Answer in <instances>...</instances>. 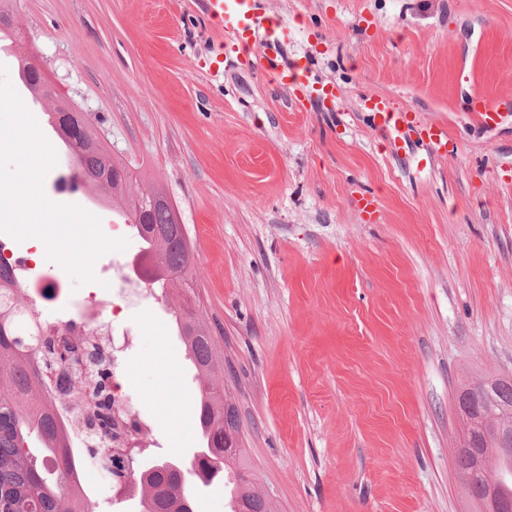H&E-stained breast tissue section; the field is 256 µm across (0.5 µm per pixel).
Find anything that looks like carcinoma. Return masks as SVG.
<instances>
[{
  "label": "carcinoma",
  "instance_id": "cac0c4a2",
  "mask_svg": "<svg viewBox=\"0 0 512 512\" xmlns=\"http://www.w3.org/2000/svg\"><path fill=\"white\" fill-rule=\"evenodd\" d=\"M21 71L35 77L29 85L32 96L52 97L38 69L25 63ZM48 116L75 159L64 180L77 189L105 190L123 203L128 223L155 261L148 282L159 286L163 301H168V286L193 281L187 228L174 206L157 198L155 190L133 192L131 173L112 157L87 120L73 119L65 105L56 106ZM20 287L21 277L10 275L0 265V372L6 373V381L0 382V512H94V503L79 478V466L106 474L115 491L129 472H135L141 486L140 512H194L190 482L208 484L219 472L231 485L230 512H274L269 495L256 487L244 449L224 450V440L233 442L239 433L238 414L224 392L211 383L223 364L209 328L196 311L181 304L174 308L173 317L198 380L197 426L203 445L190 466L166 467V459L149 448L130 447L121 458L105 447L117 424L112 421L111 380L103 357L96 356L100 371L92 384L85 375L69 371L68 362L55 351L54 337L43 333L36 306L21 303ZM53 367L61 370L66 381L61 398L70 399L89 387L96 400L89 414L95 429L78 455L66 444L71 429L47 401ZM481 386L491 393L494 410V416L479 428L481 448L486 457L502 460L512 476V447L503 448L498 441L500 427L512 420L506 414L512 408V378ZM491 484L499 499L512 503V479L505 480L498 469Z\"/></svg>",
  "mask_w": 512,
  "mask_h": 512
}]
</instances>
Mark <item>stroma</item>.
Here are the masks:
<instances>
[{
    "instance_id": "stroma-1",
    "label": "stroma",
    "mask_w": 512,
    "mask_h": 512,
    "mask_svg": "<svg viewBox=\"0 0 512 512\" xmlns=\"http://www.w3.org/2000/svg\"><path fill=\"white\" fill-rule=\"evenodd\" d=\"M301 89L273 83L266 46L221 43L205 0H16L40 70L81 107L134 188L177 206L195 308L224 361L256 484L275 512H472L454 468L456 393L512 375V0H260ZM498 105L479 122V96ZM447 127L456 150L393 138L367 106ZM126 238L70 313L111 300L140 248L118 207L59 191ZM123 386L141 442L191 459L198 382L169 306L124 307Z\"/></svg>"
}]
</instances>
